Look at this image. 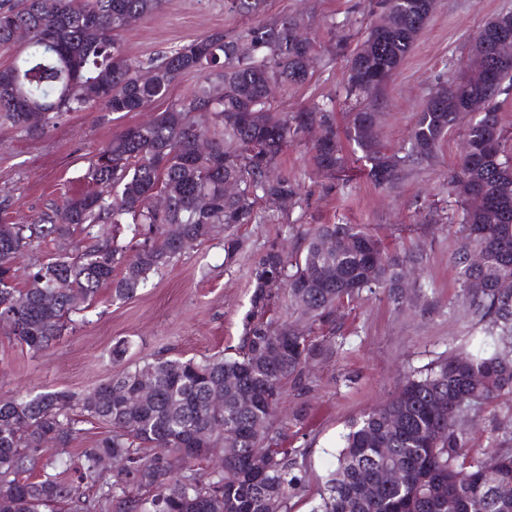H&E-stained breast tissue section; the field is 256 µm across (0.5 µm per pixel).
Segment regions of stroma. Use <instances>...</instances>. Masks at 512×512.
Here are the masks:
<instances>
[{"label":"stroma","instance_id":"obj_1","mask_svg":"<svg viewBox=\"0 0 512 512\" xmlns=\"http://www.w3.org/2000/svg\"><path fill=\"white\" fill-rule=\"evenodd\" d=\"M368 3L263 0L257 12L245 15L231 11L226 0H164L161 10L130 26L121 40L127 56L145 59L213 31L237 35L261 20L299 17L319 40L334 36L353 47L369 20ZM508 12L512 0H435L430 18L376 104L385 146L396 150L406 145L430 95L448 74L466 71L478 29ZM346 62L339 51L321 54L305 84L277 91V109L295 112L331 99L337 112L349 111L343 87ZM150 116L147 109L72 112L38 139L0 124V219L28 224L67 197L90 190L85 174L98 149ZM462 146L458 133L448 134L433 160L405 167L396 187L386 192L356 167L348 172V186H330L304 147L288 144L277 169L301 192L288 222L241 226L245 249L230 261L224 258L222 237L203 241L153 274L131 298L114 301L109 290H102L85 323L41 353H29L0 331V395L66 390L83 396L157 355L198 360L234 349L244 335L255 263L271 245L297 246L295 238L282 236L287 224L301 231L314 224L360 225L381 239L389 253L418 249L424 260L403 302L378 289L340 308L335 355L313 366L307 389L284 387L283 414L307 412L304 424L284 429L282 445L295 449L305 485L291 501L292 512H309L316 490L336 467L349 422L384 402L404 373L425 371L482 329L462 294L454 262L460 241L448 229L457 208L448 180ZM123 340L128 352L113 362L112 347ZM509 426L512 405L489 408L470 431L471 452L488 448Z\"/></svg>","mask_w":512,"mask_h":512}]
</instances>
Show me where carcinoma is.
Here are the masks:
<instances>
[{"label": "carcinoma", "instance_id": "1", "mask_svg": "<svg viewBox=\"0 0 512 512\" xmlns=\"http://www.w3.org/2000/svg\"><path fill=\"white\" fill-rule=\"evenodd\" d=\"M162 0H20L0 7V48L18 47L0 67V118L30 138L69 112L103 107L137 112L169 98L189 72L203 80L144 124L104 144L87 177L104 187L66 199L33 224H0V330L38 353L76 329L74 316L101 290L134 295L150 276L197 243L226 233L225 258L243 249L234 234L284 212L299 186L275 172L290 142L308 147L313 166L334 181L349 165L332 107L272 111L268 88L307 81L323 45L302 37L303 20L260 21L244 34L214 31L144 63L129 58L122 33ZM434 0H376L379 16L347 63V95L376 97L393 79ZM30 34L24 43L17 32ZM512 38V13L484 24L474 51ZM512 89V57L450 76L418 113L404 155L381 144L374 111L346 113L347 140L375 187L409 163L434 158L448 132L467 146L451 176L461 246L460 287L483 336L407 376L386 403L353 420L337 466L311 512H512V434L471 455L473 422L512 397V132L496 98ZM320 130L311 140L310 128ZM208 148L199 149L198 138ZM238 185L224 194V184ZM157 196L165 205H154ZM177 224L176 239L165 227ZM60 253L16 283V260L33 243ZM481 257L478 266L470 263ZM403 262L353 224H317L304 246L270 247L255 263L245 334L235 352L200 360L155 357L100 384L0 397V512H291L304 488L296 451L283 448L277 406L283 385L308 380L309 365L336 352V311L365 289L395 300ZM288 289V318L267 316ZM220 398L223 405L210 406ZM97 424L104 432L77 461L46 455ZM234 448L229 456L225 449ZM400 474L390 483L385 473Z\"/></svg>", "mask_w": 512, "mask_h": 512}]
</instances>
